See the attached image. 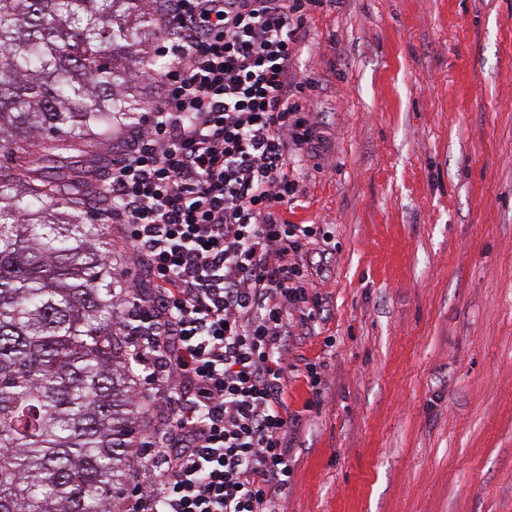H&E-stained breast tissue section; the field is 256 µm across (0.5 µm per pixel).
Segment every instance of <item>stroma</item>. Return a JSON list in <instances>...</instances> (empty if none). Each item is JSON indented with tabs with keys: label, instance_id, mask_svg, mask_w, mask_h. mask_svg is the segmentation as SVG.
<instances>
[{
	"label": "stroma",
	"instance_id": "35a3bbf8",
	"mask_svg": "<svg viewBox=\"0 0 512 512\" xmlns=\"http://www.w3.org/2000/svg\"><path fill=\"white\" fill-rule=\"evenodd\" d=\"M297 70L322 140L284 216L330 241L282 508L512 512V0H332ZM323 366L320 362H306L301 370L305 385L316 398L321 395L324 382Z\"/></svg>",
	"mask_w": 512,
	"mask_h": 512
}]
</instances>
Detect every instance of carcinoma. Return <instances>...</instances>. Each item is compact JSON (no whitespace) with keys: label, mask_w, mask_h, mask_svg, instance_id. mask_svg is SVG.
<instances>
[{"label":"carcinoma","mask_w":512,"mask_h":512,"mask_svg":"<svg viewBox=\"0 0 512 512\" xmlns=\"http://www.w3.org/2000/svg\"><path fill=\"white\" fill-rule=\"evenodd\" d=\"M160 0H0V512H116L146 448L101 189L67 173L133 120Z\"/></svg>","instance_id":"carcinoma-1"}]
</instances>
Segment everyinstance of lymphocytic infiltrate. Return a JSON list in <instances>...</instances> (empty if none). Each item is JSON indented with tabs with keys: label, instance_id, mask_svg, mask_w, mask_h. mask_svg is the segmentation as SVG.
I'll use <instances>...</instances> for the list:
<instances>
[{
	"label": "lymphocytic infiltrate",
	"instance_id": "lymphocytic-infiltrate-1",
	"mask_svg": "<svg viewBox=\"0 0 512 512\" xmlns=\"http://www.w3.org/2000/svg\"><path fill=\"white\" fill-rule=\"evenodd\" d=\"M161 2V96L102 178L157 285L134 366L167 388L122 512H282L288 353L316 318L303 255L322 232L282 211L319 138L296 63L323 0Z\"/></svg>",
	"mask_w": 512,
	"mask_h": 512
}]
</instances>
